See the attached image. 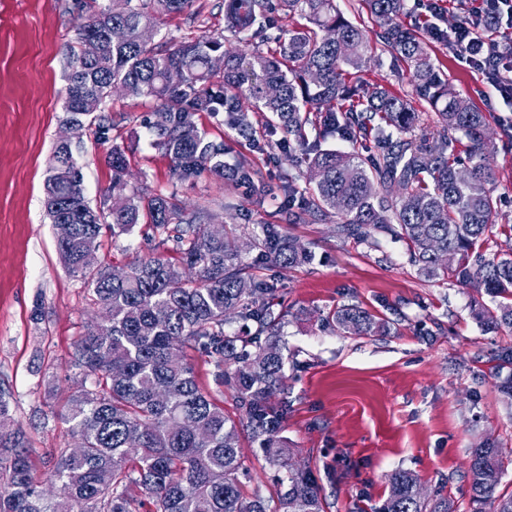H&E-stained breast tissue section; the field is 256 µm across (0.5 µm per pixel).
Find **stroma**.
<instances>
[{"mask_svg": "<svg viewBox=\"0 0 512 512\" xmlns=\"http://www.w3.org/2000/svg\"><path fill=\"white\" fill-rule=\"evenodd\" d=\"M89 2L0 0V388L12 394L11 426L23 431L39 479L50 455L73 444L65 424L44 414L61 411L80 387L71 355L93 319L88 286L63 265L44 205L45 180L64 131L74 19ZM336 5L371 37L370 60L352 81L406 96L421 127L432 126L430 108L417 100L407 71L378 39V23L363 0ZM223 26L222 0H195L191 12L170 19L165 30L180 38ZM431 48L443 78L487 116L499 221L512 225V108L450 46L435 42ZM109 109L106 142L84 130L77 154L91 207L105 211L111 204L106 153L116 144L130 160V182L176 188L186 205L205 206L238 224L281 225L315 251L314 264L274 273L289 310L288 413L281 434L293 463L318 476L327 512H377L388 493L387 476L398 468L414 472L425 493L442 492L460 512H470L463 477L470 449L492 443L512 451V399L500 391L512 366L499 370L493 361L512 349V332L486 330L474 319L484 293L419 275L403 242L384 237L373 248L337 235L335 221L289 220L280 202L282 185L292 179L303 188L308 181L275 146L261 114L252 116L251 141L212 116L199 118L210 139L246 158L270 187L271 198L256 204L229 182H174L169 158L150 145L151 102L116 91ZM96 255L121 267L139 256L169 258L173 251L138 226L117 239L103 230ZM351 303L390 321V334L349 336L330 327L328 314ZM188 360L199 385L226 415L238 418L239 406L216 385L209 358L192 352ZM241 450L251 473L246 493L274 496L275 468L249 438H242Z\"/></svg>", "mask_w": 512, "mask_h": 512, "instance_id": "35a3bbf8", "label": "stroma"}]
</instances>
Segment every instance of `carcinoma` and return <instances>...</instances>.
<instances>
[{
  "instance_id": "carcinoma-1",
  "label": "carcinoma",
  "mask_w": 512,
  "mask_h": 512,
  "mask_svg": "<svg viewBox=\"0 0 512 512\" xmlns=\"http://www.w3.org/2000/svg\"><path fill=\"white\" fill-rule=\"evenodd\" d=\"M380 38L408 66L416 95L436 116L429 138L412 135L419 119L411 102L383 88L365 91L346 82L366 63L369 39L348 21L335 0H277L278 10L306 24L275 28L272 0H224V30L252 46L250 53L224 49V34L155 40L168 17L194 0H112L77 26L70 51L64 109L66 122L110 129L108 102L119 88L134 100L153 102L152 145L186 181L207 175L245 181L256 196L249 164L224 162V141L207 137L200 112L224 113V124L254 139L249 113L280 132V149L291 165L316 174L311 187L288 182L304 215L337 219L339 235L370 246L388 236L407 245L410 262L428 279L479 281L490 303L474 310L489 329H512V252L486 254L499 207L487 150L486 116L442 78L420 35L402 27L404 0H364ZM113 28L124 31L109 39ZM272 41L264 52L256 40ZM323 126L355 141L376 135L380 152H352L308 145L309 113ZM468 142V164L448 152V132ZM112 237L146 225L160 242L172 243L179 260L161 255L130 263L120 277L111 264L84 261V243L98 239L102 213L85 199L71 146L58 145L46 181L47 214L60 257L90 286L101 323L89 326L72 355L82 376L61 419L80 446L61 451L47 481V496L31 474L19 433H8L10 394L0 388V512H326L321 485L307 468L291 462L279 438L287 402L283 328L288 310L276 302L278 287L262 271L307 264L308 246L286 237L278 224H258L241 238L234 228L216 233L204 224L207 208L189 209L175 190H150L124 181L125 151L112 146ZM451 252L449 266L441 255ZM326 321L351 336H382L388 325L368 309L343 305ZM239 322V331L226 326ZM107 335L101 336L99 332ZM210 359L215 380L232 390L242 417L224 414L198 385L186 350ZM259 444L280 470L276 497L246 495L250 473L240 452L242 432ZM507 453L490 444L470 449L466 478L474 512H512V493L497 492ZM380 512H459L453 499L423 492L412 471L387 476Z\"/></svg>"
}]
</instances>
